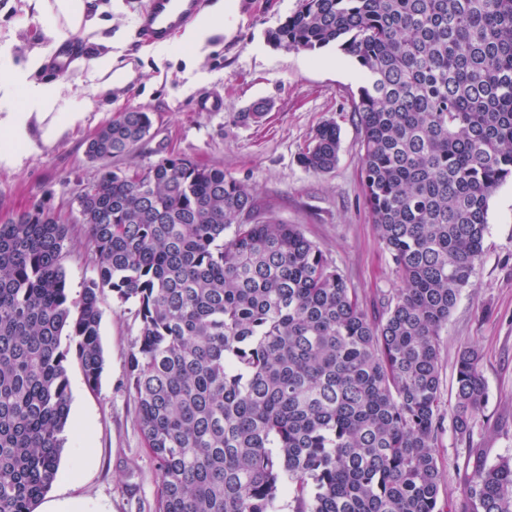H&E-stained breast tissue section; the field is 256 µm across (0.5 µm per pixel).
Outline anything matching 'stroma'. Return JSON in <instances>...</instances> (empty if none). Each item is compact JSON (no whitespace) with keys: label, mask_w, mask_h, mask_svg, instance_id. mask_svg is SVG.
I'll return each mask as SVG.
<instances>
[{"label":"stroma","mask_w":512,"mask_h":512,"mask_svg":"<svg viewBox=\"0 0 512 512\" xmlns=\"http://www.w3.org/2000/svg\"><path fill=\"white\" fill-rule=\"evenodd\" d=\"M297 0H232L224 32L200 58L173 43L166 54L143 45L137 19L146 0H123L108 34L121 40L119 66L130 76L76 100L80 117L57 139L24 149L15 167H0V215L26 210L48 194L57 213L74 219L76 191L93 182L98 166L86 155L88 140L114 113L141 108L153 115L151 135L113 167L145 168L177 155L225 172L254 189L278 221L297 225L325 251L370 315L381 310L399 277L364 205L361 136L352 96L361 76L353 60L336 49L317 52L276 49L266 39L296 8ZM23 0H0V41L15 44L13 64L49 45L47 22L26 15ZM221 100L217 112L198 109L201 99ZM264 100L271 109L262 124L237 115ZM326 121L341 129L337 163L314 175L298 163L314 129ZM488 230L471 288L463 290L438 338L442 410L455 404L456 361L469 345L480 348L487 399L470 442L444 426L435 443L443 474L439 508L457 512L465 463L472 452L489 460L512 457V181L489 202ZM72 299L95 278L94 255L84 229L75 224L62 259ZM104 366L97 388L84 382L76 356H69L70 421L63 433L59 472L48 499L79 500L86 512H155L158 475L142 440L127 388L129 356L139 334L134 304H119L110 289L99 293Z\"/></svg>","instance_id":"obj_1"}]
</instances>
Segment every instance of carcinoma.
<instances>
[{
  "mask_svg": "<svg viewBox=\"0 0 512 512\" xmlns=\"http://www.w3.org/2000/svg\"><path fill=\"white\" fill-rule=\"evenodd\" d=\"M276 48L355 59L364 204L401 285L382 313L294 224L220 166L167 156L110 167L149 135L116 113L89 140L79 195L97 277L73 300L71 225L51 198L0 219V512H35L56 481L71 388L103 370L99 291L137 305L128 383L159 475L156 512H439L438 336L472 286L489 201L512 179V0H298ZM270 106L253 104L242 123ZM340 127L299 154L338 160ZM480 350L457 360L452 427L472 438L486 400ZM460 512H512V458L477 454Z\"/></svg>",
  "mask_w": 512,
  "mask_h": 512,
  "instance_id": "obj_1",
  "label": "carcinoma"
}]
</instances>
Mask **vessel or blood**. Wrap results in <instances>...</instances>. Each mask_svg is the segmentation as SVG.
<instances>
[{
	"instance_id": "obj_1",
	"label": "vessel or blood",
	"mask_w": 512,
	"mask_h": 512,
	"mask_svg": "<svg viewBox=\"0 0 512 512\" xmlns=\"http://www.w3.org/2000/svg\"><path fill=\"white\" fill-rule=\"evenodd\" d=\"M202 0H148L138 19V32L145 45L172 42L198 16ZM88 47L80 38L59 45L52 61L56 73H64L71 57L87 53Z\"/></svg>"
}]
</instances>
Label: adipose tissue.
<instances>
[{
	"label": "adipose tissue",
	"mask_w": 512,
	"mask_h": 512,
	"mask_svg": "<svg viewBox=\"0 0 512 512\" xmlns=\"http://www.w3.org/2000/svg\"><path fill=\"white\" fill-rule=\"evenodd\" d=\"M25 10L50 24L52 41H62L75 32L100 33L107 28L113 10L111 0H24ZM224 4L202 10L182 32L180 43L189 51L201 49L207 39L224 28ZM10 43L0 44V166H15L19 146L33 143V129L43 140L56 138L77 119L73 112L76 97L61 83L37 81L36 73L46 59L45 52L29 55L25 64H8Z\"/></svg>",
	"instance_id": "obj_1"
}]
</instances>
